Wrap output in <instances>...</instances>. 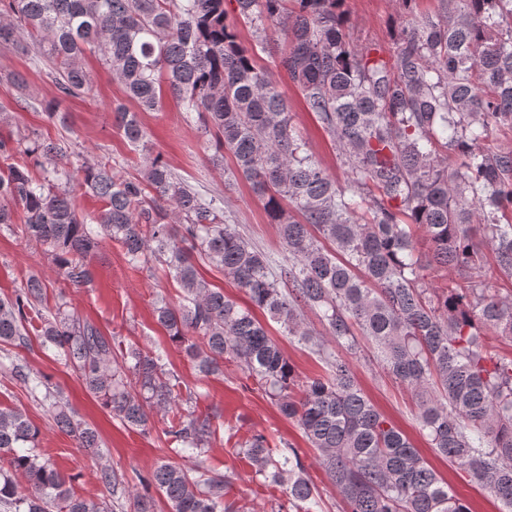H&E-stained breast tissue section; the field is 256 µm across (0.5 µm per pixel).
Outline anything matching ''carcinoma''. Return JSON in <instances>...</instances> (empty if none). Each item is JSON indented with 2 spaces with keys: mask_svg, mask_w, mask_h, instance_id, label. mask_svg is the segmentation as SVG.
<instances>
[{
  "mask_svg": "<svg viewBox=\"0 0 512 512\" xmlns=\"http://www.w3.org/2000/svg\"><path fill=\"white\" fill-rule=\"evenodd\" d=\"M0 0V48L49 68L63 98H93L83 60L98 57L142 112L162 107V86L229 153L263 200L287 256L279 264L229 223L224 199L180 178L148 146L138 113L112 108L113 123L141 151L138 175L89 162L71 139L0 138V230L47 248L71 288L95 279L90 259L109 238L133 268L162 271L184 292L157 301V322L202 377L232 362L297 422L348 512H469L409 439L366 398L351 367L327 343L373 357L417 396V421L436 453L512 512V0H442L437 18L410 16L389 57L355 44L346 0ZM252 29L245 45L237 21ZM284 40L278 65L336 148L339 182L309 152L272 72L271 29ZM15 102L37 105L19 73L0 75ZM102 202L77 208L75 187ZM23 211L16 223L14 208ZM481 234L491 253L474 241ZM224 271L247 297L211 287L196 261ZM493 265L496 276L483 270ZM437 266L443 282L428 286ZM35 275L0 299V342L35 326L86 390L124 427L146 432L150 410L172 414L165 434L196 461H162L131 493L134 512H155L150 489L172 512H245L228 499L231 475L202 457L216 416L179 404L182 382L163 351L145 353L80 314L65 297L42 307ZM317 352L328 376L305 382L255 310ZM313 312L325 335L308 326ZM16 380L41 396L54 425L98 452L99 434L75 417L49 377L21 366ZM40 430L19 409L0 408V508L6 512H113V502L75 494V478L38 451ZM243 454L284 490L296 512H321L317 488L289 446L263 434ZM24 480L29 494L19 492Z\"/></svg>",
  "mask_w": 512,
  "mask_h": 512,
  "instance_id": "carcinoma-1",
  "label": "carcinoma"
}]
</instances>
